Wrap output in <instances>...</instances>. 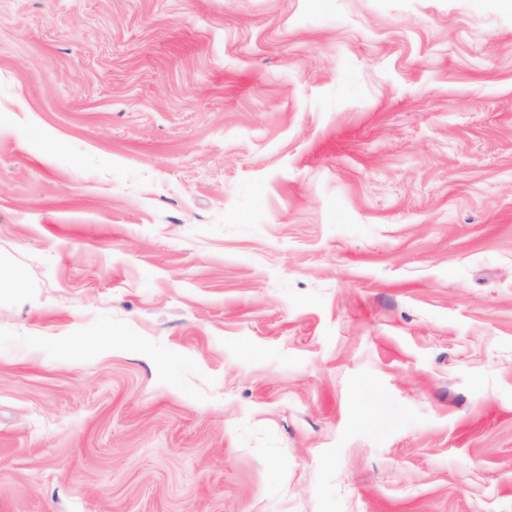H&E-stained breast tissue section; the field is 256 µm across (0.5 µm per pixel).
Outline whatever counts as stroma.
<instances>
[{
	"label": "stroma",
	"mask_w": 512,
	"mask_h": 512,
	"mask_svg": "<svg viewBox=\"0 0 512 512\" xmlns=\"http://www.w3.org/2000/svg\"><path fill=\"white\" fill-rule=\"evenodd\" d=\"M0 512H512V13L0 0Z\"/></svg>",
	"instance_id": "1"
}]
</instances>
